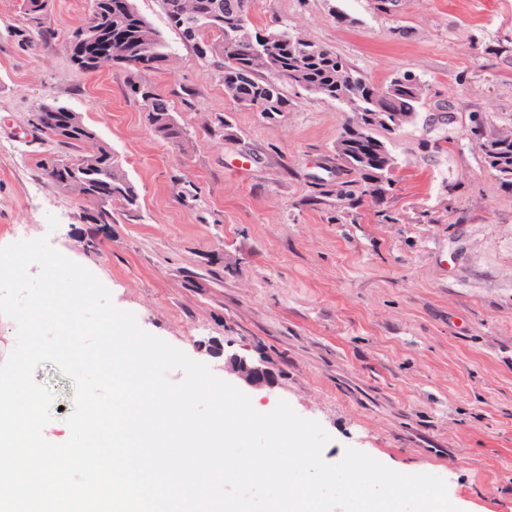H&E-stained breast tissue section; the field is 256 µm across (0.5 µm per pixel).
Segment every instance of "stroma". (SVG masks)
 <instances>
[{"label":"stroma","instance_id":"stroma-1","mask_svg":"<svg viewBox=\"0 0 512 512\" xmlns=\"http://www.w3.org/2000/svg\"><path fill=\"white\" fill-rule=\"evenodd\" d=\"M22 0H0V246L47 238L90 270L142 329L239 385L237 355L274 372L246 388L253 407L287 401L346 448L446 483L460 512H512V188L471 129L512 134V0H254L257 28L296 30L381 83L413 73L417 119L390 137L392 189L347 206L354 176L334 146L348 112L289 87L274 117L227 98L215 67L171 28L162 0H135L174 57L146 78L189 148L171 149L125 93V72L82 74L70 34L89 0H48L53 38L24 43ZM79 113L139 194L93 223V204L45 178L50 144L30 124L41 103ZM95 248H88V241ZM66 441L71 378L50 362Z\"/></svg>","mask_w":512,"mask_h":512}]
</instances>
